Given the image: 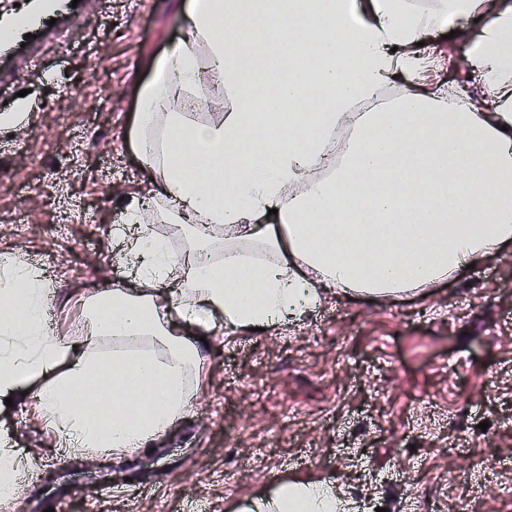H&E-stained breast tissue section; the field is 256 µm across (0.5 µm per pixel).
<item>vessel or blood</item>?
I'll return each instance as SVG.
<instances>
[{"mask_svg":"<svg viewBox=\"0 0 512 512\" xmlns=\"http://www.w3.org/2000/svg\"><path fill=\"white\" fill-rule=\"evenodd\" d=\"M83 22L82 8L72 0H29L17 12H0V61L37 68L44 45L63 43Z\"/></svg>","mask_w":512,"mask_h":512,"instance_id":"vessel-or-blood-1","label":"vessel or blood"}]
</instances>
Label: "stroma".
I'll return each mask as SVG.
<instances>
[{"label": "stroma", "instance_id": "1", "mask_svg": "<svg viewBox=\"0 0 512 512\" xmlns=\"http://www.w3.org/2000/svg\"><path fill=\"white\" fill-rule=\"evenodd\" d=\"M186 2L87 0L90 24L0 88V258L50 283L53 336L107 357L114 341L90 336L76 305L136 285L116 229L154 186L137 117L156 59L185 34ZM481 29L431 30L443 64L425 86H465L490 111L468 82ZM60 181L89 205L67 226ZM213 323L183 417L143 450L67 448L34 395L0 404V436L24 463L0 512H45L52 490L60 512H239L286 480L342 487L347 512H512L496 495L512 481V245L420 294L335 289L262 331Z\"/></svg>", "mask_w": 512, "mask_h": 512}]
</instances>
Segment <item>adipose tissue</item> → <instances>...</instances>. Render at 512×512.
<instances>
[{
    "mask_svg": "<svg viewBox=\"0 0 512 512\" xmlns=\"http://www.w3.org/2000/svg\"><path fill=\"white\" fill-rule=\"evenodd\" d=\"M257 0H188L186 34L157 60L140 103L138 139L158 176L156 199L166 216L196 236L172 251L160 239L145 242L148 207L131 209L138 231L129 242L138 288L104 286L88 307L94 336L147 338L155 349L111 361L73 349L52 336L43 319L45 280L22 261L9 262L0 281V397L35 389L42 413L70 448L115 455L146 447L179 419L198 369L196 340L225 324L264 328L315 306L321 287L372 298L425 288L473 261L512 244V0H434L429 10L411 0H369L348 43L336 27L346 0H264L283 17L281 76L262 48L239 51L240 25ZM482 19L471 53L479 86L495 104L484 112L466 104L461 89L430 94L411 87L385 112H358L394 77L419 69L426 33L457 16ZM267 81L249 79L250 69ZM336 99L315 113L316 132L302 136L303 102L313 97L306 76ZM223 88L231 102L221 119L188 122L171 111L178 96L201 85ZM288 109L286 131L267 132L254 101ZM348 146L331 160L337 131ZM250 132L241 144L242 132ZM235 157L246 170L225 167ZM342 221L327 223L330 213ZM233 231L224 261L201 269L194 252L208 247L210 230ZM276 253L274 261L245 263L239 242ZM177 282H170L172 271ZM332 484L279 483L250 502L251 512H345Z\"/></svg>",
    "mask_w": 512,
    "mask_h": 512,
    "instance_id": "adipose-tissue-1",
    "label": "adipose tissue"
}]
</instances>
